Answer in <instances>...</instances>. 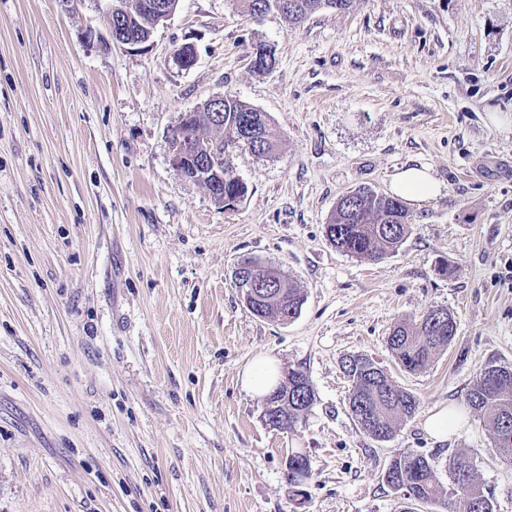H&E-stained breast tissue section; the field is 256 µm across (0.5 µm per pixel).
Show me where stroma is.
<instances>
[{
	"instance_id": "35a3bbf8",
	"label": "stroma",
	"mask_w": 512,
	"mask_h": 512,
	"mask_svg": "<svg viewBox=\"0 0 512 512\" xmlns=\"http://www.w3.org/2000/svg\"><path fill=\"white\" fill-rule=\"evenodd\" d=\"M108 5L0 0V512H401L390 460L430 458L444 484L458 452L512 512V455L467 402L486 365L512 367V0H355L299 25L179 0L139 53L105 45ZM260 43L267 72L250 64ZM184 44L188 70L170 59ZM225 93L278 144L233 152L247 193L231 210L168 144ZM411 166L441 192L409 203L401 246L378 261L336 250L338 198L391 193ZM246 259L295 282L296 318L251 314L233 282ZM433 307L456 335L406 372L387 338ZM348 355L419 401L388 440L349 411ZM263 356L314 387L294 430L242 388ZM446 406L464 421L438 441L424 423ZM294 451L312 469L301 496L284 475Z\"/></svg>"
}]
</instances>
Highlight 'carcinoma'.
<instances>
[{
  "label": "carcinoma",
  "mask_w": 512,
  "mask_h": 512,
  "mask_svg": "<svg viewBox=\"0 0 512 512\" xmlns=\"http://www.w3.org/2000/svg\"><path fill=\"white\" fill-rule=\"evenodd\" d=\"M243 11L259 18L275 9L294 23L325 9V4L339 6L346 11L354 0H239ZM153 13L143 10L132 30L145 37L153 28ZM252 130L257 138L249 143L236 139ZM171 136L181 140L186 152L203 138L224 141V147L233 151L232 143L246 147L256 155H266L274 148L270 137L268 117L231 95H224V128L214 127L211 107L193 113L190 125L175 128ZM247 186L239 179L224 172V199L241 198ZM410 228V214L404 202L395 196L378 193L371 188H359L340 197L325 225L327 239L337 250L356 257L381 259L396 249L405 239ZM270 294L261 301L246 302L247 309L257 318H277L288 321L301 311L304 297L295 284L284 274L277 273ZM434 310L425 311L420 317L397 324L387 338V345L400 367L408 372H418L429 366L435 357L452 341L456 322L448 317V327L440 331L430 325ZM341 366L352 383L348 397L349 410L358 425L379 441L388 440L396 431V424L415 414L419 402L410 392L399 387L376 363L360 355L343 358ZM507 367H485L468 393L470 406L486 417L498 448H512V383L504 384L500 374ZM315 392L308 375L294 369L277 387V394L264 398V415L276 416L277 428L293 429L303 414L314 404ZM468 455L457 453L448 459V488L437 479L432 460L423 455H406L392 459L384 479L388 486L403 493L411 504L435 505L437 512H494V505L475 468H465ZM311 477L310 461L301 451L288 454L285 478L299 495L302 486Z\"/></svg>",
  "instance_id": "1"
}]
</instances>
